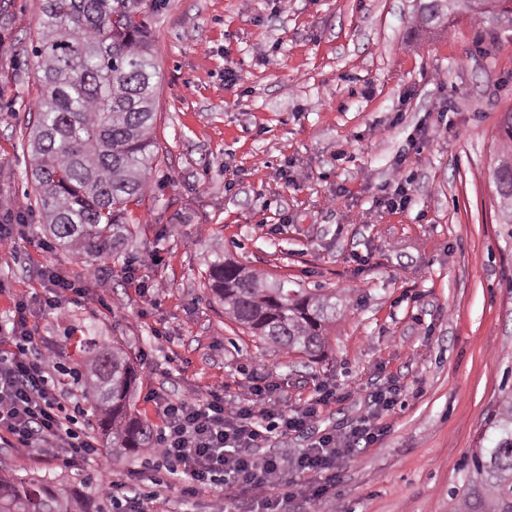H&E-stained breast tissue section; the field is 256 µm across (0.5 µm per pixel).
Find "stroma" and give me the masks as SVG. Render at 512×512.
I'll use <instances>...</instances> for the list:
<instances>
[{
    "label": "stroma",
    "instance_id": "1",
    "mask_svg": "<svg viewBox=\"0 0 512 512\" xmlns=\"http://www.w3.org/2000/svg\"><path fill=\"white\" fill-rule=\"evenodd\" d=\"M415 0H162L151 15L161 75L159 147L141 233L117 258L38 249L43 218L30 177L28 120L40 74L36 0H0V197L27 215L0 244V327L39 269L94 271L95 303L36 316L64 346L55 382L91 403L70 374L79 346L120 341L138 374L136 415L157 424L149 390L242 396L261 373L289 407L322 388L348 393L304 433L274 435L291 453L341 430L382 384L399 389L381 443L340 463L344 512H448L503 387L512 388V239L490 171L512 111V31L457 13L418 30ZM401 181L407 210L378 203ZM334 293L336 321L317 362L261 344L224 313L205 276L215 255ZM143 281L145 292L127 284ZM168 339L158 342L156 332ZM24 478L74 482L138 472L152 490L153 451L81 467L0 447Z\"/></svg>",
    "mask_w": 512,
    "mask_h": 512
}]
</instances>
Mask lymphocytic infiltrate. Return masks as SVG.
Returning <instances> with one entry per match:
<instances>
[{
  "label": "lymphocytic infiltrate",
  "mask_w": 512,
  "mask_h": 512,
  "mask_svg": "<svg viewBox=\"0 0 512 512\" xmlns=\"http://www.w3.org/2000/svg\"><path fill=\"white\" fill-rule=\"evenodd\" d=\"M47 286L39 300L41 311L63 303L80 304L91 298L86 279H74L59 270L43 268ZM27 297L14 303L11 327L0 334V442L36 455L45 462L62 461L77 467L100 457L101 450L89 430L75 431L64 395L53 379L57 353L36 351L37 326ZM243 398L236 406L224 404L223 393L206 397L171 396L154 390L148 400L161 421L155 456L179 483L182 500L195 499L202 490L223 479L238 489L237 512H290L297 498L284 483L293 471L312 474L309 498L336 508V466L357 450L379 443L385 428L379 419L395 403V385L373 392V412L360 417L344 432L320 435L308 448L293 455L272 454L266 446L272 432H302L325 407L344 401L345 393L322 389L307 405L288 407L261 377L242 382ZM273 426H266V419ZM104 495L120 512H172L170 497L159 490L139 493L121 480H103Z\"/></svg>",
  "instance_id": "lymphocytic-infiltrate-1"
}]
</instances>
